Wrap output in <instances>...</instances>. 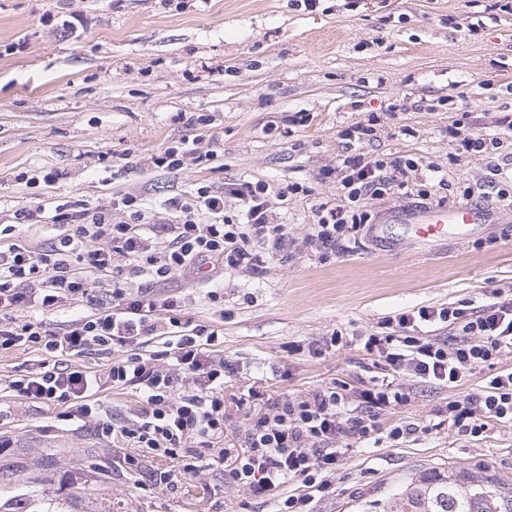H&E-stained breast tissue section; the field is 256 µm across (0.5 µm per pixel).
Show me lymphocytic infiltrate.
I'll return each mask as SVG.
<instances>
[{
  "label": "lymphocytic infiltrate",
  "instance_id": "obj_1",
  "mask_svg": "<svg viewBox=\"0 0 512 512\" xmlns=\"http://www.w3.org/2000/svg\"><path fill=\"white\" fill-rule=\"evenodd\" d=\"M419 166L411 158L344 156L337 166L335 204L314 209L315 237L323 248L335 250L371 223L366 199L413 188L410 174ZM268 189L260 180L229 184L222 195L203 186L174 203L176 215L168 221L154 220L141 198L129 193L113 197L108 209L82 199L17 209L14 224L0 227V349L34 347L43 358L36 368L15 375L10 389L27 400L63 406V420L95 422L98 436L127 438L134 449L123 458L128 469H139L146 458L180 461L189 475L220 467L230 483L256 497L292 479L301 491L279 500L276 512H310L340 458L379 434L382 413L407 402L406 382L456 388L476 368L512 353V298H502L500 291L475 311L423 306L401 312L381 321L379 332L363 341L364 350L378 354L397 381L354 393L334 382L295 398H272L249 387L236 402L249 420L243 444L214 449L224 435V377L234 371L212 354L219 334L183 319L178 297L151 293L129 276L166 282L206 264L262 271L270 254L289 241L287 225L271 218ZM416 191L428 195L425 188ZM228 195L237 200L238 214L225 213ZM43 217L60 229L48 247L34 250L15 239V225ZM96 276L111 279V303L93 295ZM65 300L89 307V314L56 332L16 318L17 312L46 310ZM437 321L456 326L459 340L440 343L420 335V325ZM151 336L162 348L147 359L136 348ZM94 345L113 355L104 375L67 364V356ZM111 383L142 390L144 405L136 419L118 426L102 418L97 394ZM445 413L449 427L472 438L482 437L489 426L511 424L512 369L491 374L478 391L448 401Z\"/></svg>",
  "mask_w": 512,
  "mask_h": 512
}]
</instances>
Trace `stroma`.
Masks as SVG:
<instances>
[{"label": "stroma", "instance_id": "1", "mask_svg": "<svg viewBox=\"0 0 512 512\" xmlns=\"http://www.w3.org/2000/svg\"><path fill=\"white\" fill-rule=\"evenodd\" d=\"M83 12L85 27L65 26ZM466 117L473 132L500 140L493 153L466 151L449 133ZM376 121L366 153L421 160L443 170L428 198L389 193L366 200L369 228L327 253L313 240L314 207L335 202L325 172L346 153L341 130ZM512 12L489 0H0V225L43 199L142 198L165 218L198 187L242 180L269 185L276 223L294 240L263 272L225 271L219 300L202 276L178 275L170 290L184 318L220 330L216 359L237 365L225 397L250 385L272 396H305L334 381L361 388L384 377L362 336L385 317L423 306L485 304L512 295V206L489 194L490 164L512 154ZM198 138L213 160L153 167L152 154ZM302 185L298 194L289 185ZM472 203L491 218L468 235L438 242L410 237L405 218L426 208ZM339 332L346 346L318 358L289 345ZM34 348L0 350V504L76 495L77 512H272L274 502L224 481L192 477L165 461L127 471L122 439L59 420L56 409L16 397L18 371L36 367ZM475 370L450 390L409 383L397 414L417 432L356 447L330 475L313 512H351L385 499L419 471L480 475L512 493V426L473 440L441 426L449 400L489 376ZM175 489L146 486L155 467Z\"/></svg>", "mask_w": 512, "mask_h": 512}]
</instances>
